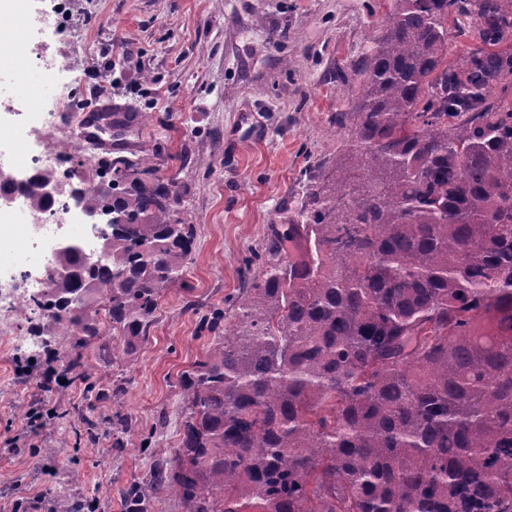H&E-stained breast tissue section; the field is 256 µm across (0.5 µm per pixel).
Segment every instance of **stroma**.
<instances>
[{"label":"stroma","instance_id":"1","mask_svg":"<svg viewBox=\"0 0 512 512\" xmlns=\"http://www.w3.org/2000/svg\"><path fill=\"white\" fill-rule=\"evenodd\" d=\"M393 0H24L25 10H54L65 35L55 51L67 72L27 73L91 103L100 74L112 70L113 105L143 112L126 131L136 158L184 191L194 247L182 283L163 294L148 338L122 369L117 403L134 432L124 447H74L69 424L32 426L42 403L84 414L81 388L41 390L21 371L43 317L16 314L0 301V512L25 502L48 512L46 492L68 501L101 493L98 512H126L123 487L165 463L179 439L180 374L210 342L202 318L230 310L245 286L246 258L262 252L275 225L299 208L304 172L342 145L332 119L361 91L349 68L377 31ZM40 262L27 224L0 222V285L24 289ZM18 439L13 452L7 440ZM55 477L46 480L45 469Z\"/></svg>","mask_w":512,"mask_h":512}]
</instances>
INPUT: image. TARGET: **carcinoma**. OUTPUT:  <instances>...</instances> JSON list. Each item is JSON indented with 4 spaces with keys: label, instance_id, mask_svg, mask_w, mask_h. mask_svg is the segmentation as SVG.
Listing matches in <instances>:
<instances>
[{
    "label": "carcinoma",
    "instance_id": "cac0c4a2",
    "mask_svg": "<svg viewBox=\"0 0 512 512\" xmlns=\"http://www.w3.org/2000/svg\"><path fill=\"white\" fill-rule=\"evenodd\" d=\"M491 46L512 36V0H395L353 59L362 92L336 113V158L274 229L263 269L201 360L178 380V447L127 512L155 494L183 512H512V104L491 98L512 53L450 67L448 22ZM66 185L88 212L112 210L101 257H55L72 270L32 308L61 336L65 370L88 409L117 401L100 384L146 340L194 244L183 193L143 161L97 158ZM26 182L30 206L51 198ZM84 441L119 446L118 412L81 417ZM77 499L60 512H97Z\"/></svg>",
    "mask_w": 512,
    "mask_h": 512
}]
</instances>
